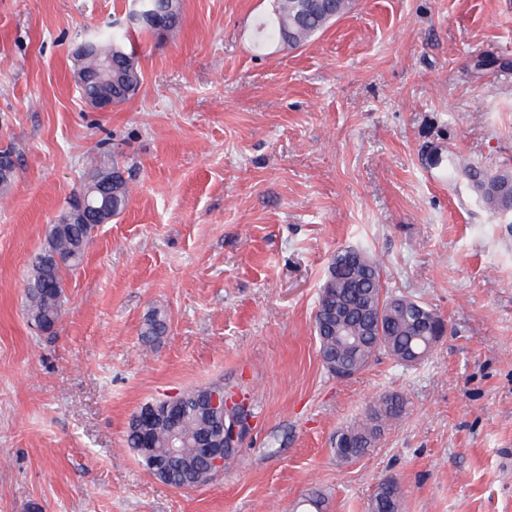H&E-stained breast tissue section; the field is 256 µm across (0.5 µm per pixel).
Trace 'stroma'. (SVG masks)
Listing matches in <instances>:
<instances>
[{"mask_svg": "<svg viewBox=\"0 0 512 512\" xmlns=\"http://www.w3.org/2000/svg\"><path fill=\"white\" fill-rule=\"evenodd\" d=\"M172 39H135L136 97L90 109L86 33L130 0H0V512H512V211L462 160L512 174V0H353L307 45L258 43L272 0H182ZM131 202L67 274L53 333L32 329V259L101 144ZM383 265L393 295L446 332L421 364L379 356L348 379L314 331L331 257ZM169 328L141 331L152 311ZM224 383L255 407L223 475L178 490L126 445L144 404ZM404 414L366 455L336 433L374 400ZM168 331V318L160 311H153L146 319L141 336L146 343H152ZM395 483L388 481L378 486L369 505L370 512H401V492Z\"/></svg>", "mask_w": 512, "mask_h": 512, "instance_id": "35a3bbf8", "label": "stroma"}]
</instances>
